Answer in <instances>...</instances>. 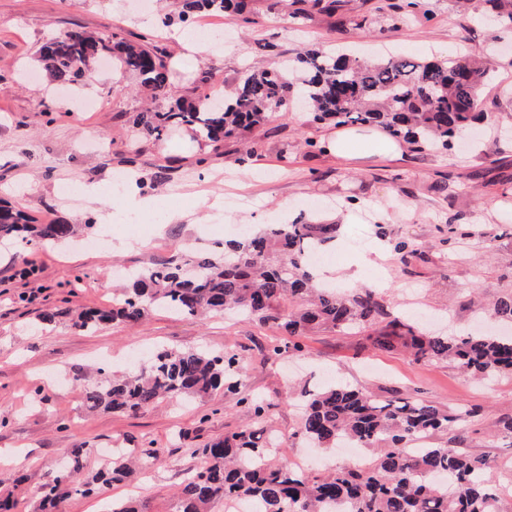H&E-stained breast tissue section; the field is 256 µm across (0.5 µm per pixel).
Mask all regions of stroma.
I'll return each instance as SVG.
<instances>
[{"mask_svg": "<svg viewBox=\"0 0 512 512\" xmlns=\"http://www.w3.org/2000/svg\"><path fill=\"white\" fill-rule=\"evenodd\" d=\"M420 2L395 28L376 12L377 0H346L342 14L310 17L273 0H247L249 23L221 16L230 44L194 53L173 38L184 23L169 0H0V191L36 220L85 227L74 242L55 247L0 243V475L26 476L13 491L15 512H37L34 489L81 444L87 477L116 446L137 451L152 444L160 459L99 496L70 497L65 512H107L112 500L137 489L150 512H173L176 488L204 464L198 448L242 426L241 395L274 402L272 428L284 443L279 459L298 466L309 447L294 435L299 414L287 394L295 383L315 388L330 379L379 395L417 391L447 411L479 408L474 421L430 442L493 460L502 484L498 508L512 512V438L500 433L512 419V375L479 382L450 362L377 349L364 331L321 329L300 337L301 352L273 356V330L232 314L200 319L155 310L134 327L94 333L65 315L109 304L115 266L182 258L234 239V225L256 230L303 214L343 227L325 264L314 269L317 280L350 292L372 289L391 316L426 317L448 334L477 327L473 299L490 304L512 293V32L485 22L484 0ZM67 29L153 34L171 58L175 88L188 99L223 89L247 64L274 68L306 47H346L373 59L489 46L492 80L479 98L477 134H463L452 149L406 146L391 156L379 152L371 128L361 127L355 158L318 152L305 138L328 141L334 126H315L292 101L251 133L257 156L246 165L236 139L215 143L176 129L158 141L141 133L139 112L165 110L172 101L150 98L134 73L104 65L58 91L36 51ZM99 139L107 149L96 148ZM131 171L141 180L140 195L154 200L143 214L157 218L163 248L147 240L130 247L141 227L113 201H59L63 185L108 184ZM401 241L418 243L421 254L402 260L395 250ZM56 309L62 315L53 324L38 322L39 313ZM161 345L234 349L245 367L238 394L163 403L135 415L86 409L80 393L97 383L102 356L112 355V371L121 374L127 356L141 359Z\"/></svg>", "mask_w": 512, "mask_h": 512, "instance_id": "1", "label": "stroma"}]
</instances>
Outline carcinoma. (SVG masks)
Returning a JSON list of instances; mask_svg holds the SVG:
<instances>
[{"label":"carcinoma","instance_id":"1","mask_svg":"<svg viewBox=\"0 0 512 512\" xmlns=\"http://www.w3.org/2000/svg\"><path fill=\"white\" fill-rule=\"evenodd\" d=\"M500 24L512 30V0H486ZM179 17L196 13L243 11L244 0H179ZM297 10L340 14L343 0H293ZM420 0L387 4L389 17L415 13ZM103 57L137 73L154 96L173 92L166 54L144 34L135 40L119 34L99 35L79 29L58 33L41 44L38 58L53 82L66 85L92 74ZM489 80L486 63L475 52L429 60L407 54L365 62L333 51L308 49L278 69L245 70L211 109L185 98L167 110L137 115L143 134L160 138L184 127L211 142L243 136L264 124L273 107L298 92L312 108L313 121L337 126H369L415 150L446 149L479 119V91ZM340 224L294 220L270 224L261 232L224 243L220 257L207 253L192 260L194 276L172 259L136 269L128 285L113 296L112 307L81 310L73 325L95 331L106 324L133 325L149 311L161 309L190 317L226 310L258 320L279 332L269 353L283 346L298 351L294 338L315 328L373 329L374 347L403 348L418 360L453 361L471 374L492 379L512 374V336L471 333L439 336L399 319H386L375 293L361 288L337 294L315 283L308 253L336 240ZM77 232L64 221L35 224L22 210L0 201V242L59 244ZM244 372L236 354L207 348H156L148 365L83 389L91 411L131 412L162 401L190 400L221 391L233 392ZM298 435L319 448L353 441L376 453L368 465L311 475L275 461L271 405L258 397L238 399L246 425L203 448L202 469L188 475L175 493L174 512H212L222 499L248 498L259 512H333L347 503L351 512H496L498 484L492 460L455 448H411L436 432L478 416L470 409L449 414L418 395L398 400L338 382L303 391ZM83 447L70 452L69 465L53 472L38 491L39 512H63L73 494L90 496L129 478L142 456L122 450L112 466L81 478Z\"/></svg>","mask_w":512,"mask_h":512}]
</instances>
